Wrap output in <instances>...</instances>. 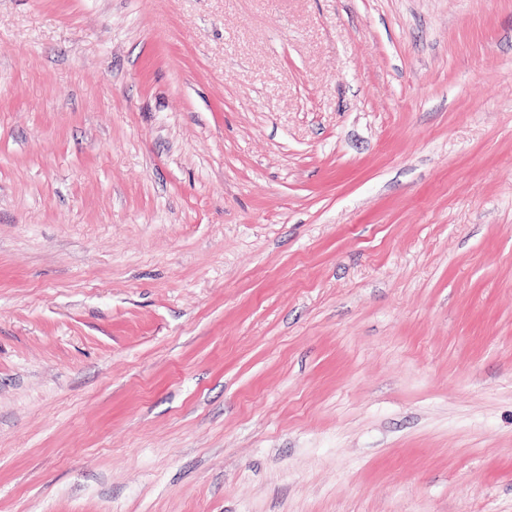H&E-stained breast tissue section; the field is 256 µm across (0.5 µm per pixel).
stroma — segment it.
<instances>
[{
	"mask_svg": "<svg viewBox=\"0 0 512 512\" xmlns=\"http://www.w3.org/2000/svg\"><path fill=\"white\" fill-rule=\"evenodd\" d=\"M0 512H512V0H0Z\"/></svg>",
	"mask_w": 512,
	"mask_h": 512,
	"instance_id": "1",
	"label": "stroma"
}]
</instances>
